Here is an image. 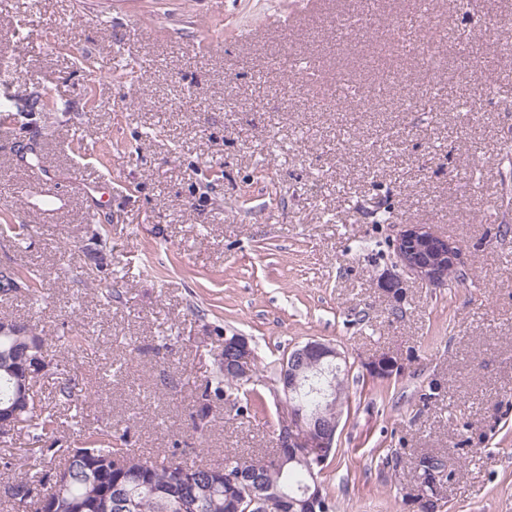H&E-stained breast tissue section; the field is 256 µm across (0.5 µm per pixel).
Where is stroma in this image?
I'll list each match as a JSON object with an SVG mask.
<instances>
[{"label":"stroma","instance_id":"35a3bbf8","mask_svg":"<svg viewBox=\"0 0 512 512\" xmlns=\"http://www.w3.org/2000/svg\"><path fill=\"white\" fill-rule=\"evenodd\" d=\"M411 0H0V268L42 299L0 318L98 349H50L39 397L75 375L57 437L125 427L133 447L210 463L259 457L291 416L271 368L330 344L350 368L319 480L336 512H418L413 461L448 458L437 512H512V0H429L441 66L383 33ZM379 89L332 105L338 78ZM437 109L399 103L401 85ZM462 111L449 109V101ZM67 196L25 210L17 182ZM109 183L110 206L93 186ZM392 212L395 223L379 221ZM427 224L462 247L459 278L404 276L391 240ZM94 277H87V270ZM400 277L403 293L384 290ZM254 351L248 421L191 416L224 360ZM391 356V376L370 366ZM399 453L404 467L384 460Z\"/></svg>","mask_w":512,"mask_h":512}]
</instances>
